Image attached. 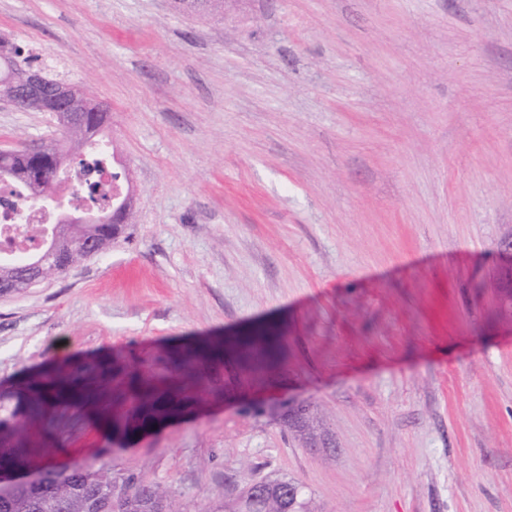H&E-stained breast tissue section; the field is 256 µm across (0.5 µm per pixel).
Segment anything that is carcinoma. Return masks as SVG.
Listing matches in <instances>:
<instances>
[{"mask_svg":"<svg viewBox=\"0 0 512 512\" xmlns=\"http://www.w3.org/2000/svg\"><path fill=\"white\" fill-rule=\"evenodd\" d=\"M224 0H189L179 4L183 11H212L223 8ZM30 67L29 60L20 58L13 47L0 41V96L10 91L9 76ZM107 120V111L97 110L90 115L85 128L65 130L68 152L82 158L90 141L87 129L100 131ZM13 171V181L25 190V196L38 191L46 196L55 190V182L46 177L42 183L33 181L29 162L24 154L0 156V168ZM60 237L69 248L60 254L62 263L73 266L85 259L81 243L92 241L99 251L112 244V225L61 224ZM25 262H7L0 259V282L12 285L23 279ZM224 356L219 347L202 348L184 356L168 359L169 366L161 371L152 369L158 357L148 355L143 360L148 371L140 368L134 359L114 360L112 368L102 367L100 373H112V411L96 412V428L107 429L112 438L132 440L139 434L153 430L179 413L188 405V390L203 376L201 366ZM93 366H79L69 360L58 363L51 371L27 379L21 393L26 397V411L16 409L6 415L4 398L0 395V466L7 467L26 459L35 452L52 456L53 450L40 447V442L27 437L30 428L39 423L50 430L57 411L83 410L93 405L90 394L94 386L89 372ZM299 482L289 479L269 480L266 489L243 495L236 501L202 508L198 512H310L304 498L294 501L281 492V486ZM168 503L165 492L155 485L142 484L133 477L122 481L93 468V465H58L51 461L42 468L38 486L27 481L8 485L6 495L0 497V512H158Z\"/></svg>","mask_w":512,"mask_h":512,"instance_id":"carcinoma-1","label":"carcinoma"}]
</instances>
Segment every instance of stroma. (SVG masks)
<instances>
[{
  "label": "stroma",
  "mask_w": 512,
  "mask_h": 512,
  "mask_svg": "<svg viewBox=\"0 0 512 512\" xmlns=\"http://www.w3.org/2000/svg\"><path fill=\"white\" fill-rule=\"evenodd\" d=\"M0 38L90 89L130 173L110 247L0 296V389L224 339L189 415L62 460L172 512L292 478L318 512H512V0H0ZM0 104V148L62 140ZM273 331L276 359L239 339ZM310 410L318 445L290 428Z\"/></svg>",
  "instance_id": "35a3bbf8"
}]
</instances>
